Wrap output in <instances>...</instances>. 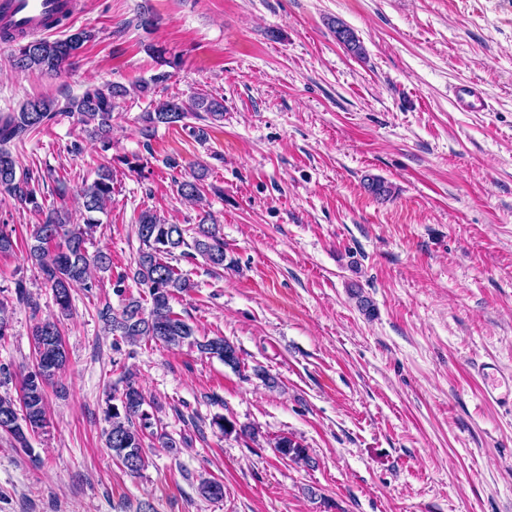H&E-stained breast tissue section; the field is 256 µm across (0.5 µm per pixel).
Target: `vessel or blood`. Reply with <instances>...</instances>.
I'll use <instances>...</instances> for the list:
<instances>
[{
	"instance_id": "obj_1",
	"label": "vessel or blood",
	"mask_w": 512,
	"mask_h": 512,
	"mask_svg": "<svg viewBox=\"0 0 512 512\" xmlns=\"http://www.w3.org/2000/svg\"><path fill=\"white\" fill-rule=\"evenodd\" d=\"M77 7L78 0H0V26L16 35L40 34L48 31L51 20ZM454 96L458 111L480 112L487 107L478 84L461 85ZM476 372L489 385L487 399L512 407V375L490 363L478 364Z\"/></svg>"
}]
</instances>
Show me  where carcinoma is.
<instances>
[{"label": "carcinoma", "mask_w": 512, "mask_h": 512, "mask_svg": "<svg viewBox=\"0 0 512 512\" xmlns=\"http://www.w3.org/2000/svg\"><path fill=\"white\" fill-rule=\"evenodd\" d=\"M94 34L85 28L77 29L64 38L49 40L26 37L14 46L16 67L22 72L38 70L45 75H56L77 56ZM337 39L355 54L362 46L355 33L341 25L336 29ZM127 96V89L114 83H102L88 87L81 95L68 99L61 108L45 98L29 99L17 112L0 114V193L17 196L32 204L36 203L37 188L26 179L17 177L16 160L7 144L21 140L29 133L48 125L57 116L68 114L77 122L91 129L100 140L102 150L111 147L110 128L112 112L119 101ZM205 115L214 120L224 118V103L216 97L199 95L187 105L177 98L150 101V110L144 113V121L150 125H174L188 116ZM112 169L101 166L96 178L80 190L84 223H70L68 213L50 209L42 222L36 225L28 244L27 258L35 265L44 281L52 289L54 302L61 315L71 309V290L79 285L93 288L89 281L90 267L109 270L112 261L109 254L98 251L91 255L87 250L88 237L100 220L96 213H104L112 203ZM178 192L187 199H203V186L199 181L177 182ZM138 237L142 243L133 269L132 279L144 286L150 299V310L144 311L141 299H126L120 313L105 309L100 317L114 335L130 345L143 340L159 341L170 347L188 343L203 354L217 357L224 364L238 369L239 357L235 346L222 337L194 338V329L178 316L171 307L173 297L191 287L190 280L179 273L170 261L176 256L202 258L206 263L222 267L226 255L224 238L214 224L200 223L191 229L181 224H170L155 212L144 210L138 216ZM193 232L192 242L186 234ZM192 251H187V248ZM35 363L21 375L19 398L8 394L0 396V432L10 435L16 443L28 446V435L43 431L48 426L46 388L67 361L58 323L52 318L38 321L32 331ZM122 391L107 398L105 420L109 423L106 447L110 448L122 466L132 475L145 468L143 454L144 430L151 427V414L145 408L147 402L136 386L132 373L123 375ZM281 458L295 464H308L310 457L299 443L288 437L275 444ZM199 493L211 500L224 498V485L216 480L203 479Z\"/></svg>", "instance_id": "carcinoma-1"}]
</instances>
